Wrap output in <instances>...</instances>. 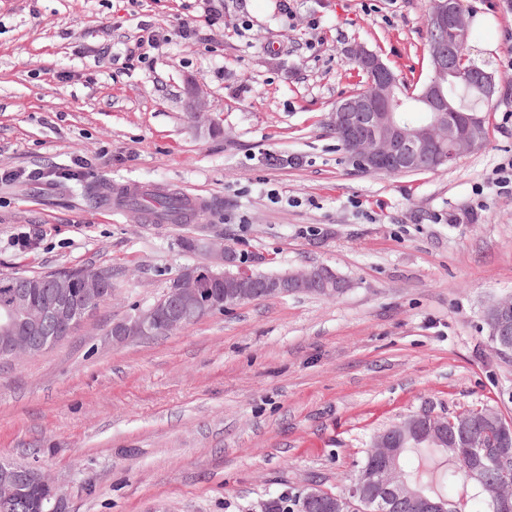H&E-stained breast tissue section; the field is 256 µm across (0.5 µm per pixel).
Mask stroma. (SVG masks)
Returning <instances> with one entry per match:
<instances>
[{"label": "stroma", "instance_id": "35a3bbf8", "mask_svg": "<svg viewBox=\"0 0 512 512\" xmlns=\"http://www.w3.org/2000/svg\"><path fill=\"white\" fill-rule=\"evenodd\" d=\"M464 3L468 57L498 87L487 140L390 175L353 166L328 115L359 85L347 49L378 52L407 88L428 80L427 0H0V274L106 270L113 285L60 343L0 359V458L58 481L71 512H254L335 490L419 411L512 418V358L482 321L512 295V197L492 182L512 158V11ZM144 21L165 39L128 61ZM186 23L199 36L178 37ZM103 183L214 208L155 224L88 202ZM478 201L477 223H454ZM202 229L255 271L326 265L351 286L112 345L113 322L206 264L181 245Z\"/></svg>", "mask_w": 512, "mask_h": 512}]
</instances>
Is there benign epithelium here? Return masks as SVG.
<instances>
[{"label": "benign epithelium", "instance_id": "obj_1", "mask_svg": "<svg viewBox=\"0 0 512 512\" xmlns=\"http://www.w3.org/2000/svg\"><path fill=\"white\" fill-rule=\"evenodd\" d=\"M432 36L430 56L432 74L419 91L418 99L430 114L424 124L408 128L399 124L394 104L400 89L398 77L375 52L363 46L348 51L371 77L370 89L340 100L329 116L357 166L389 174L405 173L433 158L436 148L448 144V161L481 146L483 119L477 110L453 102L445 80L458 52L468 48L469 28L462 0H436L427 15ZM468 85L486 100L492 101L497 83L495 75L477 69ZM192 249L209 256L204 266H185L173 277L156 303L139 309L133 316L112 323L109 335L115 344L133 338L154 335L166 326L171 332L216 312V294L224 295V308H231L264 297L307 293L325 297L344 294L349 282L326 266H315L282 274L252 276L242 271L231 249L220 238L197 235ZM106 279L98 272H82L76 277L62 276L50 282L41 302L31 300V289L41 284L25 281L21 288L0 302V347L11 355L32 354L41 349L47 337L18 336L16 324L24 321L34 329L60 328L69 322L80 307L96 305ZM485 315L491 323V336L507 346L512 338V299L489 304ZM430 440L445 438L456 448L457 456L468 462L486 463L506 469L512 467V428L498 424L496 412L476 423L462 419L457 429L434 414H413L380 432L374 438L370 463L339 493H330L311 483L304 487V503L312 512H396L414 492L397 478L394 448L404 435L408 423ZM499 429L498 450L473 459L469 447L470 432L477 426ZM35 487L39 493L28 500L29 512H70L67 494L49 476L37 468L21 469L8 460L0 461V512H10L23 497V487Z\"/></svg>", "mask_w": 512, "mask_h": 512}]
</instances>
